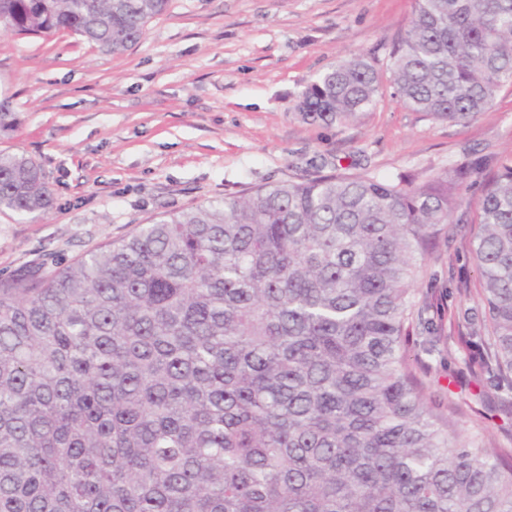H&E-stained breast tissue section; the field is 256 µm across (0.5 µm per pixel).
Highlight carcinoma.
<instances>
[{"label": "carcinoma", "mask_w": 512, "mask_h": 512, "mask_svg": "<svg viewBox=\"0 0 512 512\" xmlns=\"http://www.w3.org/2000/svg\"><path fill=\"white\" fill-rule=\"evenodd\" d=\"M168 0H0V25L114 54ZM393 96L467 123L512 85V0H415ZM358 56L298 95L372 109ZM481 177L258 186L166 214L46 275L0 279V512H512V453L452 423L407 360L424 261ZM54 190L0 154V211ZM471 258L489 379L512 391V156L483 179Z\"/></svg>", "instance_id": "1"}]
</instances>
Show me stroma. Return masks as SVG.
Here are the masks:
<instances>
[{
  "instance_id": "obj_1",
  "label": "stroma",
  "mask_w": 512,
  "mask_h": 512,
  "mask_svg": "<svg viewBox=\"0 0 512 512\" xmlns=\"http://www.w3.org/2000/svg\"><path fill=\"white\" fill-rule=\"evenodd\" d=\"M414 0H169L143 38L112 54L79 37L0 27V104L14 121L0 152L35 159L55 191L40 218L0 212V278L71 261L169 212L250 188L368 172L426 179L512 156V87L466 124L404 107L383 86L376 106L326 125L304 121L298 94L343 59L386 66ZM479 185L463 190L414 295L424 394L467 396L459 424L512 448V392L498 390L476 347L481 310L465 286Z\"/></svg>"
}]
</instances>
